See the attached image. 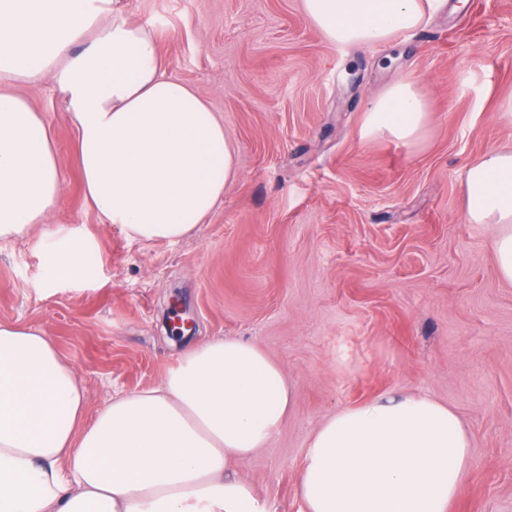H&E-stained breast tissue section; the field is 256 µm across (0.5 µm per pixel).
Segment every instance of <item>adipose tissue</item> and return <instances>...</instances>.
<instances>
[{"mask_svg":"<svg viewBox=\"0 0 512 512\" xmlns=\"http://www.w3.org/2000/svg\"><path fill=\"white\" fill-rule=\"evenodd\" d=\"M438 0H302L340 47L418 28ZM50 81L76 129L87 201L139 242L193 233L236 175L217 112L167 73L152 26L122 0H0V242L31 235L60 282L89 278L96 241L44 233L62 192L49 129L13 87ZM429 122L416 85L397 82L365 115L363 139L414 143ZM468 223L490 224L512 283V150L487 151L464 179ZM86 391L34 325L0 322V512H266L236 472L293 405L282 367L256 345L211 338L155 387L85 422ZM454 409L427 395L380 396L313 432L298 493L304 512H450L471 464Z\"/></svg>","mask_w":512,"mask_h":512,"instance_id":"1","label":"adipose tissue"}]
</instances>
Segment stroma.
<instances>
[{"instance_id":"stroma-1","label":"stroma","mask_w":512,"mask_h":512,"mask_svg":"<svg viewBox=\"0 0 512 512\" xmlns=\"http://www.w3.org/2000/svg\"><path fill=\"white\" fill-rule=\"evenodd\" d=\"M160 34L169 74L224 120L237 175L194 234L126 238L86 201L76 132L50 82L16 91L48 123L62 178L49 229H85L99 251L90 280L47 281L37 239L0 245V321L40 327L75 369L87 413L156 385L190 337L238 338L283 368L294 405L240 472L268 512H302L312 433L332 413L388 392L453 408L471 467L452 512H512V284L495 229L468 223L467 165L512 148L500 105L512 98V0H443L386 44L342 49L301 0H124ZM414 81L423 139H362L374 98ZM350 348L357 372L336 367Z\"/></svg>"}]
</instances>
